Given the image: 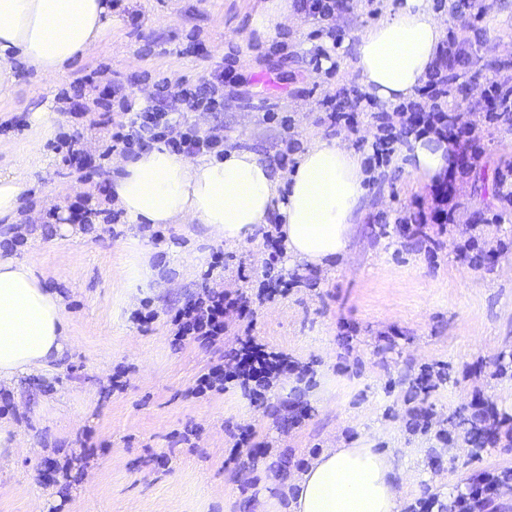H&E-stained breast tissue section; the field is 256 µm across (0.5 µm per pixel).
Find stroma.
<instances>
[{"instance_id":"stroma-1","label":"stroma","mask_w":512,"mask_h":512,"mask_svg":"<svg viewBox=\"0 0 512 512\" xmlns=\"http://www.w3.org/2000/svg\"><path fill=\"white\" fill-rule=\"evenodd\" d=\"M267 3L115 0L89 56L52 78L17 63L14 83L0 91V174L26 182L18 213L0 219V234L24 230L12 254L33 260L44 286L61 297L68 335L55 364L0 388V420L15 426L17 441L0 457V512H277L301 462L325 448L370 444L392 449L403 468L400 512H417L431 495L442 512H456L486 474L512 469V442L467 441L477 406L512 421V206L494 186L496 170L512 166V130L488 125L482 112L463 118L487 155L459 188L437 258L396 222L415 197L432 196L430 181L414 177L398 155L385 179L369 184L342 257L320 268L281 254L278 273L301 284L287 298L256 306L254 334L311 366L313 381L281 380L254 405L236 387L189 396L225 346H173L170 317L199 292L216 251L224 254L225 289L256 296L259 279L240 282L236 268L260 267L261 236L228 245L200 224H163L156 240L138 224L123 221L111 232L72 220L69 205L86 196L102 202L118 172L109 159L93 183H80L53 149L63 133L80 134L94 158L107 145L110 126L90 127L85 113L99 89L59 97L100 68L141 110L154 105L150 92L159 82H167L172 107L187 84L210 79L218 62L231 58L240 85H225L223 111L185 116L199 132L223 128L225 147L271 164L289 141L305 146L319 135L371 154L372 106L361 105L367 141L360 144L327 127L322 101L342 88L359 91L354 48L386 0H356L352 13L338 16L346 32L338 46L324 24L293 9L274 35L260 38L252 24ZM482 5L469 51L489 77L496 61L512 57V0ZM320 49L330 58L316 73L308 61ZM45 111L50 124L36 129ZM35 135L42 141L37 155L29 150ZM472 231L496 255L479 269L460 264L453 251L454 239ZM145 249L155 272L146 283L128 276ZM145 306L156 317L142 328L131 315ZM427 365L445 372L428 394L416 387ZM119 372L126 387L116 392ZM298 398L308 404L301 420L291 408ZM414 408L430 412L427 432L408 431ZM242 428L254 430L258 447L244 473L227 461L230 436ZM187 429L190 441H180ZM443 430L451 441L439 439ZM82 444L93 458L63 479L57 465Z\"/></svg>"}]
</instances>
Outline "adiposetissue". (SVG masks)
I'll return each instance as SVG.
<instances>
[{
	"label": "adipose tissue",
	"instance_id": "adipose-tissue-1",
	"mask_svg": "<svg viewBox=\"0 0 512 512\" xmlns=\"http://www.w3.org/2000/svg\"><path fill=\"white\" fill-rule=\"evenodd\" d=\"M108 0H0V89L14 80V59L55 75L96 48ZM444 36L432 0H387L381 19L355 46L362 91L393 107L426 80ZM415 176L431 179L448 165L435 136L403 148ZM360 152L336 138H314L288 174L255 152L183 159L158 143L122 162L110 196L132 224H202L229 244L246 241L278 214L289 255L327 265L345 253L356 209L370 178ZM60 297L45 288L32 263L0 256V382L57 361L67 343ZM290 512H399L402 473L391 449L329 448L298 473Z\"/></svg>",
	"mask_w": 512,
	"mask_h": 512
}]
</instances>
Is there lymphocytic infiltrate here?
<instances>
[{"mask_svg": "<svg viewBox=\"0 0 512 512\" xmlns=\"http://www.w3.org/2000/svg\"><path fill=\"white\" fill-rule=\"evenodd\" d=\"M468 43L467 36L449 34L421 89V101L375 116L379 135L372 144L371 155L365 160L367 167L390 165L397 145L412 135H436L446 142L452 156L450 166L433 185L434 207H426L423 200L417 199L410 202L398 219L405 231L415 235L424 234L430 224L437 225L439 232H446L455 210L450 189L461 177L476 169L485 154L484 145L472 126L463 121L460 114L443 107L452 84L470 65ZM224 79L223 67H216L211 79L184 89L181 104L191 111H220L224 106ZM105 90L109 98L117 100L120 119L112 125L110 142L101 154L102 159H109L115 153L134 156L156 142L179 155L213 153L223 156L224 135L220 129L200 133L195 127L172 118L169 110L160 106L135 111L122 83L108 81ZM475 107L484 112L486 122L491 125L512 117V59L498 62L494 76L486 79ZM253 314L248 297L210 286L203 287L174 312L170 323L172 343L176 346L190 342L212 345L221 341L230 325L238 327L230 349L196 379L191 397L222 392L233 385L254 403L263 399L282 378L292 375L302 380L311 374V367L257 342L252 334Z\"/></svg>", "mask_w": 512, "mask_h": 512, "instance_id": "1", "label": "lymphocytic infiltrate"}]
</instances>
